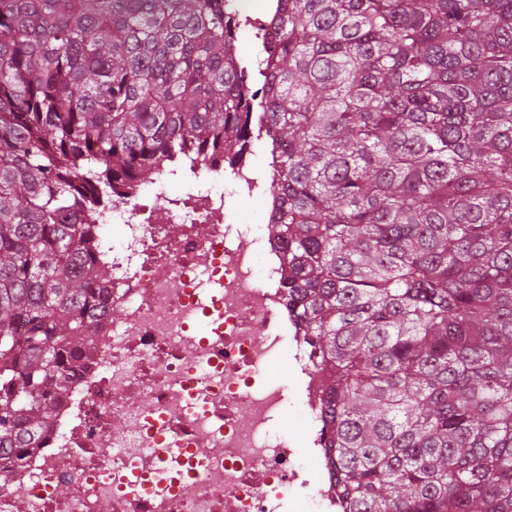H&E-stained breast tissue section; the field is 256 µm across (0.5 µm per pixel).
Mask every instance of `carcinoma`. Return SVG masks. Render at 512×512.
I'll return each instance as SVG.
<instances>
[{
	"mask_svg": "<svg viewBox=\"0 0 512 512\" xmlns=\"http://www.w3.org/2000/svg\"><path fill=\"white\" fill-rule=\"evenodd\" d=\"M233 0H0V457L112 311L96 207L248 145ZM291 311L350 512H512V0H278Z\"/></svg>",
	"mask_w": 512,
	"mask_h": 512,
	"instance_id": "obj_1",
	"label": "carcinoma"
}]
</instances>
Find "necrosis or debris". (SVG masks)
Returning a JSON list of instances; mask_svg holds the SVG:
<instances>
[{
  "instance_id": "necrosis-or-debris-1",
  "label": "necrosis or debris",
  "mask_w": 512,
  "mask_h": 512,
  "mask_svg": "<svg viewBox=\"0 0 512 512\" xmlns=\"http://www.w3.org/2000/svg\"><path fill=\"white\" fill-rule=\"evenodd\" d=\"M250 138L217 163H165L85 216L123 238L100 241L114 314L43 447L0 465V512H347L313 396L320 374L266 231L278 204L262 128ZM177 179L185 190L170 191ZM252 198L263 221L238 222L235 201ZM276 361L285 377L269 375ZM295 415L299 438L283 429Z\"/></svg>"
}]
</instances>
